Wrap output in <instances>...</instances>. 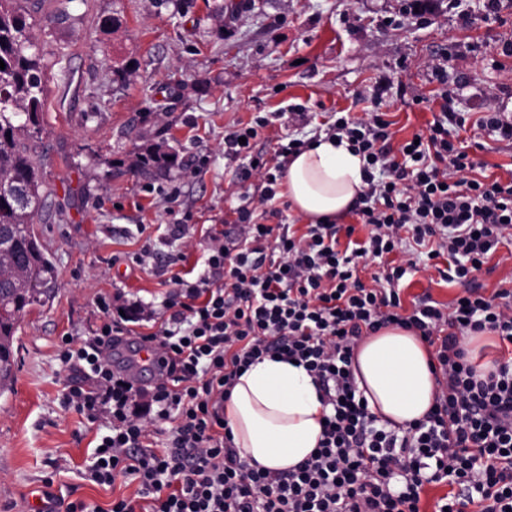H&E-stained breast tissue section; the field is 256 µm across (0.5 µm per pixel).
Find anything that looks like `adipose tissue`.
Returning a JSON list of instances; mask_svg holds the SVG:
<instances>
[{
  "label": "adipose tissue",
  "instance_id": "obj_1",
  "mask_svg": "<svg viewBox=\"0 0 512 512\" xmlns=\"http://www.w3.org/2000/svg\"><path fill=\"white\" fill-rule=\"evenodd\" d=\"M362 186L360 157L324 137L289 161L280 194L316 224L346 213ZM431 358L423 339L397 325L358 346L352 360L357 395L377 426L394 429L423 419L435 396ZM330 412L304 367L269 358L251 365L224 402L235 446L250 463L277 470L311 455Z\"/></svg>",
  "mask_w": 512,
  "mask_h": 512
}]
</instances>
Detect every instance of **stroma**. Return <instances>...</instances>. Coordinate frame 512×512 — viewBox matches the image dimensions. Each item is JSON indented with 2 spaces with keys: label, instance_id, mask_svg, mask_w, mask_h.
I'll use <instances>...</instances> for the list:
<instances>
[{
  "label": "stroma",
  "instance_id": "35a3bbf8",
  "mask_svg": "<svg viewBox=\"0 0 512 512\" xmlns=\"http://www.w3.org/2000/svg\"><path fill=\"white\" fill-rule=\"evenodd\" d=\"M31 13L48 88L34 230L54 283L19 316L15 381L0 395V512H27L41 492L104 510L136 496L137 483L84 477L106 422L65 407L63 340L95 336L99 298L159 309L173 274L204 273L209 234L232 238L236 208L257 206L262 187L224 155L238 124L270 118L256 143L266 154L377 106L396 146L439 115L444 92L481 174L512 176V140L479 124L488 111L512 123V0L491 15L482 0H35ZM112 16L119 26H105ZM146 145L175 152L177 167L132 172ZM399 287L407 303L460 291L431 267Z\"/></svg>",
  "mask_w": 512,
  "mask_h": 512
}]
</instances>
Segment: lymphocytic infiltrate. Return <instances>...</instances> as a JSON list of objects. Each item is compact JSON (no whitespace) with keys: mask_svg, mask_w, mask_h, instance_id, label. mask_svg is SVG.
Returning <instances> with one entry per match:
<instances>
[{"mask_svg":"<svg viewBox=\"0 0 512 512\" xmlns=\"http://www.w3.org/2000/svg\"><path fill=\"white\" fill-rule=\"evenodd\" d=\"M442 112L417 140L391 148L390 122L373 111L337 116L325 130L362 158L365 186L352 208L358 225L310 224L297 233L276 208L277 182L308 145L289 139L272 156L254 154L264 117L224 138L225 157L254 159L260 205L277 224L237 208V235L208 236L203 275L173 276L168 318L141 300L106 318L94 339L63 355L76 378L65 402L88 419L105 418L87 469L99 485L125 478L137 499L109 510L82 501L66 512H421L426 485L449 491L436 512H512V357L478 377L465 340L477 333L512 346V286L484 294L475 283L499 245L512 242V180L474 177V162ZM366 231L354 239L356 227ZM349 240L340 244L337 234ZM445 258V281L463 294L443 307L423 298L404 312L398 284L421 260ZM389 325L435 345L434 403L424 419L398 430L377 427L357 399L354 348ZM157 346L164 378L138 385L112 352L122 337ZM303 365L331 406L318 448L294 469L251 466L224 422V398L264 358Z\"/></svg>","mask_w":512,"mask_h":512,"instance_id":"f902f5d3","label":"lymphocytic infiltrate"}]
</instances>
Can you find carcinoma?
Masks as SVG:
<instances>
[{"instance_id": "cac0c4a2", "label": "carcinoma", "mask_w": 512, "mask_h": 512, "mask_svg": "<svg viewBox=\"0 0 512 512\" xmlns=\"http://www.w3.org/2000/svg\"><path fill=\"white\" fill-rule=\"evenodd\" d=\"M31 28L30 0H0V391L14 377L19 314L43 302L54 276L33 228L46 82ZM176 164V154L150 147L134 153L130 167L147 173Z\"/></svg>"}]
</instances>
